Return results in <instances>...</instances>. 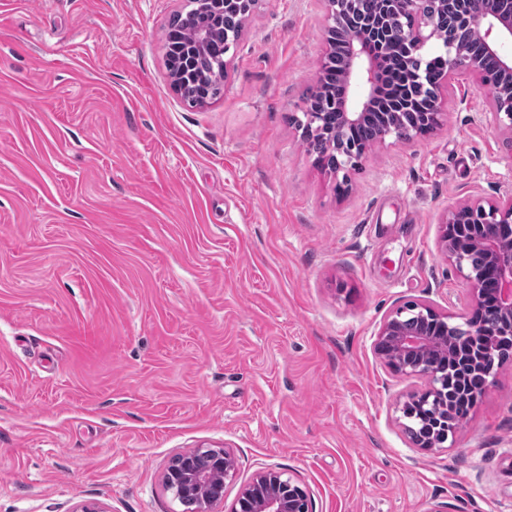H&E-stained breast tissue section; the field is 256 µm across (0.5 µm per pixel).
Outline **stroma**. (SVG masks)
I'll return each mask as SVG.
<instances>
[{"label":"stroma","mask_w":512,"mask_h":512,"mask_svg":"<svg viewBox=\"0 0 512 512\" xmlns=\"http://www.w3.org/2000/svg\"><path fill=\"white\" fill-rule=\"evenodd\" d=\"M201 108L164 44L185 0H0V512H181L171 458L230 449L214 512L272 468L314 512H512V363L443 447L402 412L424 380L373 345L427 302L462 323L449 204L512 187L473 76L440 127L389 136L346 194L301 128L323 0H262Z\"/></svg>","instance_id":"35a3bbf8"}]
</instances>
